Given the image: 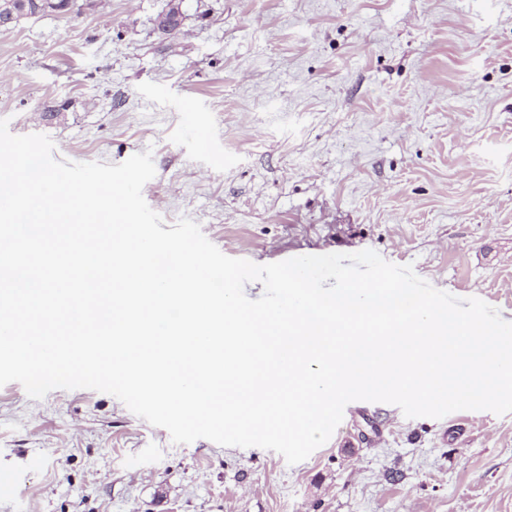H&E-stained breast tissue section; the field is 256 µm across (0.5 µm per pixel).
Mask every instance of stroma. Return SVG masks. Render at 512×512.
<instances>
[{
    "mask_svg": "<svg viewBox=\"0 0 512 512\" xmlns=\"http://www.w3.org/2000/svg\"><path fill=\"white\" fill-rule=\"evenodd\" d=\"M0 118L59 161L151 151L147 204L227 256L371 249L512 322V0H86L0 29ZM0 512H512V412L354 401L291 465L12 382Z\"/></svg>",
    "mask_w": 512,
    "mask_h": 512,
    "instance_id": "obj_1",
    "label": "stroma"
}]
</instances>
